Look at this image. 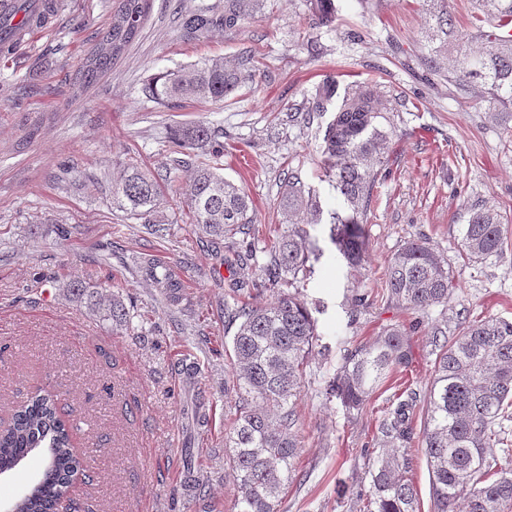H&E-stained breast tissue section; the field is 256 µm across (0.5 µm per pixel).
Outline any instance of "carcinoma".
Here are the masks:
<instances>
[{
	"label": "carcinoma",
	"mask_w": 512,
	"mask_h": 512,
	"mask_svg": "<svg viewBox=\"0 0 512 512\" xmlns=\"http://www.w3.org/2000/svg\"><path fill=\"white\" fill-rule=\"evenodd\" d=\"M152 0H118L112 22L89 51L79 72L82 91L95 84L121 60L138 37ZM263 0H216L182 15L187 41L200 40L216 28L231 30ZM318 28H331L338 17L335 0H304ZM449 0H420L424 14L427 68L466 93L478 86L504 130L512 131V0H475L468 25L459 27L448 10ZM256 76L254 55L244 51L231 65L224 58H204L174 71L153 75L143 88L155 103L190 98L222 101ZM332 110L335 118L323 136L322 163L343 199V212L331 213V241L350 267L366 257L364 224L371 218L377 167L385 162L391 136L389 108L377 85L357 83L340 89L329 77L306 100V115ZM224 130L204 121L173 132L182 156L172 170L189 171L182 187L185 217L204 234L232 238L249 230L252 202L246 192L224 178ZM113 207L151 223L160 184L132 158L124 177L108 187ZM278 208L287 228L267 249V260L249 282L230 284L236 293H276L274 301L254 304L234 300L224 305V318L236 326L232 338L235 382L234 421L224 453L236 482L234 512H278L281 495L295 478L298 416L303 368L317 340L311 309L299 284L318 261L308 226L322 221L317 191L298 172L288 174ZM501 214L491 207H473L463 225L460 248L467 259L482 264L503 253ZM145 275L166 298H182L178 272L156 258L145 261ZM385 301L407 310L447 311L454 294L448 260L425 242L409 240L388 259L384 270ZM65 288L101 321L115 328L133 327L134 315L120 296L106 294L96 283L72 280ZM436 352L434 374L426 394L422 443L432 484L434 512H512V448L504 422L512 419V320L489 316L464 322L450 338L432 327ZM412 363L408 331L385 326L370 343L348 351L339 373L327 385L347 411L363 408L378 386L398 368ZM417 395L411 392L385 414L381 432L390 450L367 463L368 487L356 493V512H418V493L408 473L409 444L414 438ZM77 425L65 417L56 392L39 387L0 426V472L16 469L33 452L44 456V469L32 489L14 504V512H54L67 497L84 456L74 441Z\"/></svg>",
	"instance_id": "obj_1"
}]
</instances>
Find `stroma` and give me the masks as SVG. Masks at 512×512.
I'll use <instances>...</instances> for the list:
<instances>
[{"label": "stroma", "instance_id": "35a3bbf8", "mask_svg": "<svg viewBox=\"0 0 512 512\" xmlns=\"http://www.w3.org/2000/svg\"><path fill=\"white\" fill-rule=\"evenodd\" d=\"M51 28L0 59V422L38 386L55 389L83 420L76 440L86 449L89 482L72 498L81 512H233L236 486L224 457L232 427L226 387L233 364L224 321L230 278L250 280L264 262L238 258L243 244L214 241L184 224L177 172L164 182L153 225L114 209L92 179L117 176L127 154L143 170L168 168L178 125L204 120L224 130V175L253 201V221L281 227L279 193L298 171L320 195L324 213L341 209L321 166L320 146L334 115L303 113L325 77L340 85L377 84L392 113L394 135L366 224L368 252L352 269L330 240L329 224L310 226L323 255L303 288L318 339L303 372L296 411L298 481L279 512H354L367 458L382 453L380 424L402 392L380 386L350 413L324 390L348 349L372 341L388 324L410 327L409 386L425 396L434 368L430 324L418 313L381 301L387 259L404 241L425 238L448 258L456 288L449 332L458 315L512 319V138L477 91L460 95L432 75L423 58L418 0H338L333 28L314 29L303 0H264L232 30L183 40L179 16L211 0H153L123 59L84 96L73 78L112 19L114 0H57ZM356 38H349V31ZM322 45L308 55L309 33ZM252 48V84L221 102L148 101L141 85L203 58L236 59ZM495 207L508 245L484 264L460 252L472 205ZM160 256L186 281L181 304L145 282L136 260ZM73 279L110 285L134 308L136 330L98 320L67 292ZM370 302L355 306V294ZM201 373L186 380L182 363ZM204 402L208 426L189 425L184 407ZM200 489L183 490L186 466Z\"/></svg>", "mask_w": 512, "mask_h": 512}]
</instances>
